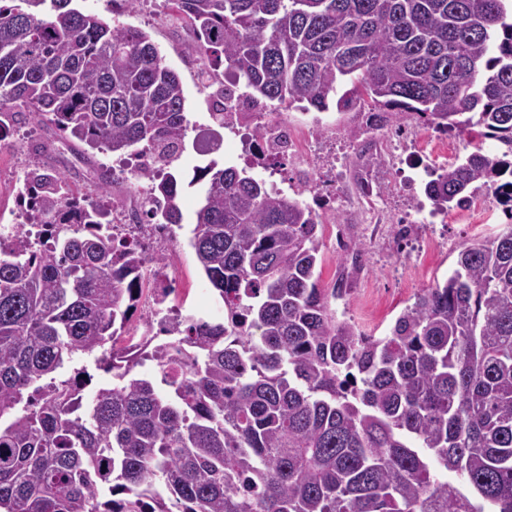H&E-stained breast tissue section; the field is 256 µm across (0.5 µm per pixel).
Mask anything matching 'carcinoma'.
I'll list each match as a JSON object with an SVG mask.
<instances>
[{
	"label": "carcinoma",
	"mask_w": 512,
	"mask_h": 512,
	"mask_svg": "<svg viewBox=\"0 0 512 512\" xmlns=\"http://www.w3.org/2000/svg\"><path fill=\"white\" fill-rule=\"evenodd\" d=\"M73 0L0 5V141L18 108L68 141L146 156L132 223L180 224L171 166L190 121L142 30ZM192 52L253 101L368 99L478 149L424 192L448 211L487 189L512 214L509 0H169ZM226 87L211 117L224 126ZM190 245L224 318H168L116 347L142 295L133 237L58 171L26 173L33 232L0 238V512H512V225L366 336L319 287V222L298 198L211 161ZM112 374L83 403L74 364ZM151 362L156 371L137 368Z\"/></svg>",
	"instance_id": "1"
}]
</instances>
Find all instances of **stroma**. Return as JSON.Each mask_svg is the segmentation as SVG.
Instances as JSON below:
<instances>
[{"label": "stroma", "instance_id": "35a3bbf8", "mask_svg": "<svg viewBox=\"0 0 512 512\" xmlns=\"http://www.w3.org/2000/svg\"><path fill=\"white\" fill-rule=\"evenodd\" d=\"M75 5L82 12L146 32L183 83L185 110L192 127L177 163L185 187L179 200L183 215L179 240L166 249L169 259L165 274L174 289L169 303L198 317L221 318L224 305L213 293L188 243L199 203L198 190L190 185L195 166L212 159L222 164L237 163L241 149L238 136L209 120L210 90L199 80L200 70L208 67L209 61L186 53L185 45L192 32L176 20L168 0H75ZM273 121L289 123L312 135L320 152L318 160L308 165L283 158L257 159L251 164L252 172L277 183L284 195L303 200L315 210L321 224L319 284L331 288L338 281H345L348 294L336 310L365 335L388 334L400 311L412 304L423 289L444 282L462 243L494 237L512 223V217L492 194L481 190L474 197V209L462 214L454 208L438 216L435 223L411 228L408 245H401L386 227L372 237L358 236V243L367 246L368 254L363 273H356L336 239V227L351 218L347 186L360 143L350 138L346 130L358 124V114L352 109L304 111L263 100L248 124L254 127ZM12 129L10 149L0 155V225L19 223L18 192L26 172L36 167L65 173L70 184L90 201L117 210L133 202L135 188L128 178L130 162L85 145L73 147L61 141L54 128L25 117L19 118ZM435 165V160L427 157L419 163L401 160L386 178V206L410 207L415 200L423 199L420 179L425 170Z\"/></svg>", "mask_w": 512, "mask_h": 512}]
</instances>
